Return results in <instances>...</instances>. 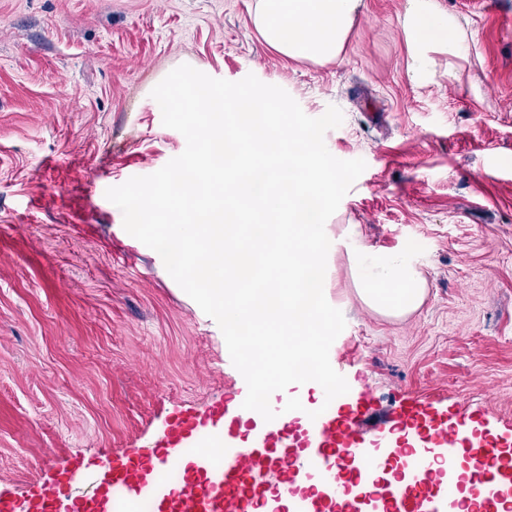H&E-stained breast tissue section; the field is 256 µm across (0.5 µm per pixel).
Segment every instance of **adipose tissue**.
<instances>
[{"mask_svg":"<svg viewBox=\"0 0 512 512\" xmlns=\"http://www.w3.org/2000/svg\"><path fill=\"white\" fill-rule=\"evenodd\" d=\"M361 0H258L254 24L268 46L293 59H336L358 18ZM404 32L410 44L445 42L454 27L435 0H409ZM357 292L374 312L402 316L422 303L426 280L405 252L357 253L352 259Z\"/></svg>","mask_w":512,"mask_h":512,"instance_id":"obj_1","label":"adipose tissue"}]
</instances>
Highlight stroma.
Instances as JSON below:
<instances>
[{"label":"stroma","instance_id":"stroma-1","mask_svg":"<svg viewBox=\"0 0 512 512\" xmlns=\"http://www.w3.org/2000/svg\"><path fill=\"white\" fill-rule=\"evenodd\" d=\"M256 0H0V495L25 501L80 463L149 448L170 421L247 385L217 322L123 227L105 192L180 155L152 89L187 64L255 75L365 171L326 226L324 290L346 327L342 404L409 405L512 444V0H436L458 29L413 51L407 0H362L339 56L290 59ZM409 252L427 281L403 317L359 299L349 251Z\"/></svg>","mask_w":512,"mask_h":512}]
</instances>
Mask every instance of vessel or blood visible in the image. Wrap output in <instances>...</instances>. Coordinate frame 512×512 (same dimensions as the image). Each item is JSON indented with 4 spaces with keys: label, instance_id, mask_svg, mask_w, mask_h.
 Returning <instances> with one entry per match:
<instances>
[{
    "label": "vessel or blood",
    "instance_id": "1",
    "mask_svg": "<svg viewBox=\"0 0 512 512\" xmlns=\"http://www.w3.org/2000/svg\"><path fill=\"white\" fill-rule=\"evenodd\" d=\"M421 423L428 426L427 441L443 448L448 463L438 468L422 465L418 471L409 473L406 485L390 488L386 495L389 512H444L445 503L434 500L432 492L437 487L453 489L449 466L460 459L470 465L476 499L487 503L488 512H499L502 499L488 493L489 487L502 478V450L497 440L473 441L468 435V417L448 424L430 418L414 406L403 410L398 422L392 424L373 420L367 408L361 406L341 414L326 409L310 422L315 444L304 456L295 450L284 424L268 431L264 438L267 449L263 452L243 446L228 434L223 445L195 449V457L204 462L203 467L195 470L180 454L179 447L187 436L203 435L205 424L197 416L186 415L173 421L154 447L114 455L104 491L75 498L69 512H114L118 504L133 499L137 485L149 478L161 479L170 472L178 473L180 480L169 485L162 498L151 500L150 512H246L249 503L261 512L271 497L295 494L301 473H310L323 484L340 482L344 464L349 460L357 464L359 482L369 484L375 456L361 440L365 428H374L382 440L390 439L398 431L410 439ZM86 480L81 468L69 469L57 484L43 487L24 503L0 497V512H60V501L67 489ZM410 484L423 491L421 500L412 506L405 498Z\"/></svg>",
    "mask_w": 512,
    "mask_h": 512
}]
</instances>
